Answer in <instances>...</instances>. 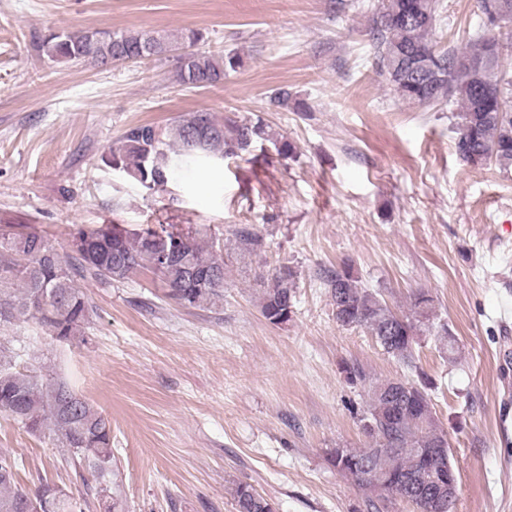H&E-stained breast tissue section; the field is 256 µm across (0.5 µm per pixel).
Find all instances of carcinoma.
<instances>
[{"mask_svg": "<svg viewBox=\"0 0 512 512\" xmlns=\"http://www.w3.org/2000/svg\"><path fill=\"white\" fill-rule=\"evenodd\" d=\"M502 0H478V21L460 46L439 48L431 35L440 0H380L372 18L371 43L377 69L399 98L420 105L456 107V152L469 165L512 167V74L501 69L512 54V33L504 36L489 22ZM193 33L184 42L149 29L59 32L45 38L39 49L49 60L65 64L108 65L116 59L138 63L175 54L177 80L189 87L221 84L242 65L238 53L196 48ZM280 110H305L292 105L288 88L271 98ZM262 141L278 154L293 151L285 139L270 133L262 120L219 119L210 112L179 115L169 126L151 123L126 129L101 156L104 166L124 171L148 190L168 182L170 158L222 160L248 154ZM177 241V254L154 262L162 239ZM80 244L59 252L34 229L0 233V326L33 323L58 343L82 341L93 305L78 286L80 280L101 284L123 281L134 273L158 276L166 296L184 307L216 306L224 300V247L203 243L200 231L176 224H153L130 232L114 224L80 231ZM241 248L257 252L262 237L247 227L237 231ZM336 323L366 329L383 351L416 373L419 382L389 380L368 392L358 421L369 420L377 430L364 432V448L356 456L374 463L378 449L391 455L398 478L387 502L364 496L365 512H385L388 502L405 500L416 512H455V503L439 506L430 492L434 468L448 466L447 434L437 422L428 393L429 382L416 363L414 345L433 319L432 299L424 292L410 297L409 312L393 310L382 295L362 286L352 269L326 276ZM261 312L272 324L290 320L295 273L287 268L263 279ZM16 353L0 345V414L32 434L45 431L56 445L80 457L95 473L112 454V424L89 400L59 377L15 367ZM16 464L0 456V512H83L84 503L46 484L31 491L18 483ZM235 512H273L272 504L251 485L233 490Z\"/></svg>", "mask_w": 512, "mask_h": 512, "instance_id": "cac0c4a2", "label": "carcinoma"}]
</instances>
